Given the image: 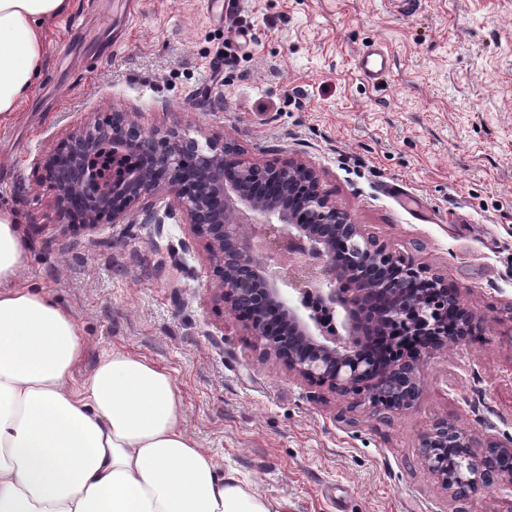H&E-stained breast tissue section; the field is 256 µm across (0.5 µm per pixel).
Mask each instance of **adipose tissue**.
Instances as JSON below:
<instances>
[{
  "label": "adipose tissue",
  "mask_w": 512,
  "mask_h": 512,
  "mask_svg": "<svg viewBox=\"0 0 512 512\" xmlns=\"http://www.w3.org/2000/svg\"><path fill=\"white\" fill-rule=\"evenodd\" d=\"M74 0H0V123L39 76L46 25ZM27 242L0 209V512H276L182 425L173 376L149 359L85 355L70 312L18 284Z\"/></svg>",
  "instance_id": "obj_1"
}]
</instances>
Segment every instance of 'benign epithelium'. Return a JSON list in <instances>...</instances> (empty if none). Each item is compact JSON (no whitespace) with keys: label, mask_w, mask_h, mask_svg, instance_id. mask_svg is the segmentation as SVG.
<instances>
[{"label":"benign epithelium","mask_w":512,"mask_h":512,"mask_svg":"<svg viewBox=\"0 0 512 512\" xmlns=\"http://www.w3.org/2000/svg\"><path fill=\"white\" fill-rule=\"evenodd\" d=\"M198 140L174 126L146 127L114 110L66 134L35 159L59 219L95 228L123 224L141 202L157 193L170 197L165 216L185 215L203 239L220 283V300L245 322L263 350L292 374L379 410L410 408L419 392L420 361L429 349L478 335L474 315L455 292L387 244L364 234L351 216L321 189L317 171L302 162L263 165L216 134ZM103 141L115 154H136L137 166L112 179L102 192L88 181L84 160ZM303 255L281 271L274 255ZM291 281L307 304L342 307L353 336L339 341L313 321L317 338L281 300L278 281ZM428 471L453 494L465 497L499 479H512V448L476 455L467 435L446 420L421 439Z\"/></svg>","instance_id":"7a95c632"}]
</instances>
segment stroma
<instances>
[{"instance_id":"obj_1","label":"stroma","mask_w":512,"mask_h":512,"mask_svg":"<svg viewBox=\"0 0 512 512\" xmlns=\"http://www.w3.org/2000/svg\"><path fill=\"white\" fill-rule=\"evenodd\" d=\"M47 42L0 125V208L27 239L20 285L71 312L82 368L120 348L168 370L186 431L282 512H512V481L453 497L420 449L440 420L478 454L512 442V0H76ZM373 44L391 57L376 85L356 69ZM115 109L223 134L256 163L312 165L366 234L454 288L481 334L427 355L402 411L289 373L222 308L183 216L59 221L34 159Z\"/></svg>"}]
</instances>
